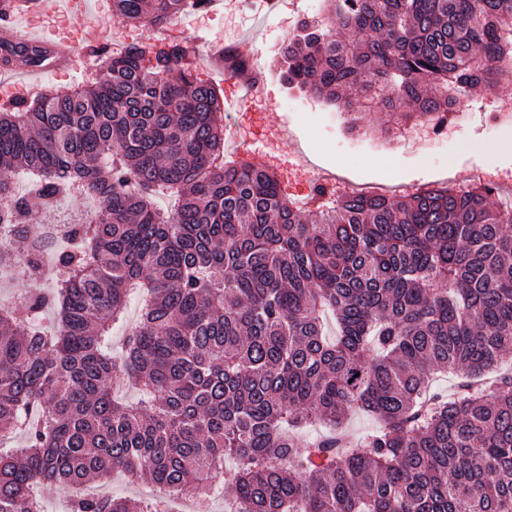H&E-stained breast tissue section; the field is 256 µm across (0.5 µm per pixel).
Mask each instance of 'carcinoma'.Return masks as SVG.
Here are the masks:
<instances>
[{
	"instance_id": "1",
	"label": "carcinoma",
	"mask_w": 512,
	"mask_h": 512,
	"mask_svg": "<svg viewBox=\"0 0 512 512\" xmlns=\"http://www.w3.org/2000/svg\"><path fill=\"white\" fill-rule=\"evenodd\" d=\"M186 0H112L121 23L161 28ZM279 52L288 87L342 111L379 99L397 126L453 121L459 98L512 78V0H328ZM192 47H127L64 95L0 109V267L23 260L26 315L0 303V512H163L91 497L119 469L165 496L215 495L235 512H512V209L487 185L400 198L314 186L304 209L261 161H224L216 88ZM97 200L41 281L31 203ZM307 211L314 220L305 222ZM145 296L112 354L127 297ZM54 312L45 330L42 316ZM463 378L459 396L433 378ZM144 400L130 405L118 384ZM379 426L352 443L347 414ZM328 430L301 450L297 431ZM237 461L224 470V457ZM35 494L43 501L45 512H67L68 501L65 495L49 484H39Z\"/></svg>"
}]
</instances>
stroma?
<instances>
[{
  "instance_id": "1",
  "label": "stroma",
  "mask_w": 512,
  "mask_h": 512,
  "mask_svg": "<svg viewBox=\"0 0 512 512\" xmlns=\"http://www.w3.org/2000/svg\"><path fill=\"white\" fill-rule=\"evenodd\" d=\"M101 2L94 29L98 42L145 46L158 36V29L150 26L116 25L112 0ZM324 10V0H298L290 8L257 13L224 9L183 17L184 39L195 45L201 58H208L212 46L231 44L257 60L264 83L262 100L245 108L237 104L232 83L218 88V120L230 123L240 136L232 149L235 159L253 158L261 152L270 130L279 128L285 132L274 151L273 163L279 169L303 161L323 174L343 176L364 187L377 186L389 195L426 185L453 184L461 175L478 169L502 178L491 205H500L512 196V121L489 126L480 109L490 92L512 99V82L497 83L490 91L479 88L465 97L459 118L465 133L461 139L452 135L431 141L417 134L406 144H387L380 129L390 125V114L375 104L370 107L371 123L348 131L346 121L330 104L288 88L276 65L282 44L298 32L311 12Z\"/></svg>"
}]
</instances>
